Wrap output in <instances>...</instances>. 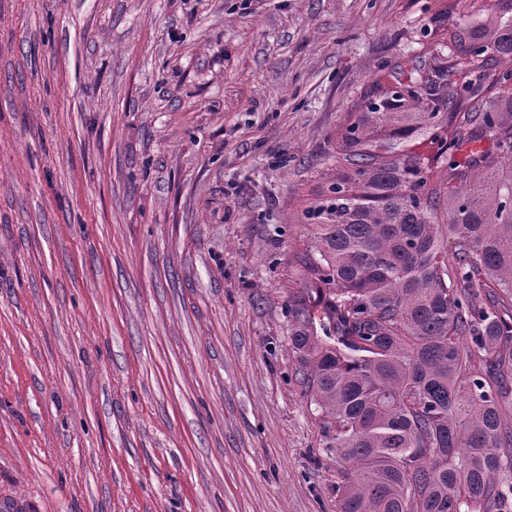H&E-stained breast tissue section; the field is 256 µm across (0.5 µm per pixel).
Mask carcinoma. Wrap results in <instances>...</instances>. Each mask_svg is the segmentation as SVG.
Returning a JSON list of instances; mask_svg holds the SVG:
<instances>
[{
	"instance_id": "carcinoma-1",
	"label": "carcinoma",
	"mask_w": 512,
	"mask_h": 512,
	"mask_svg": "<svg viewBox=\"0 0 512 512\" xmlns=\"http://www.w3.org/2000/svg\"><path fill=\"white\" fill-rule=\"evenodd\" d=\"M463 2L476 24L336 129L327 191L303 212L284 313L339 512L512 505V69L497 71L512 0ZM448 46L478 77L448 86Z\"/></svg>"
}]
</instances>
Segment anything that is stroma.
<instances>
[{"instance_id":"obj_1","label":"stroma","mask_w":512,"mask_h":512,"mask_svg":"<svg viewBox=\"0 0 512 512\" xmlns=\"http://www.w3.org/2000/svg\"><path fill=\"white\" fill-rule=\"evenodd\" d=\"M448 0H0V512H337L283 304Z\"/></svg>"}]
</instances>
